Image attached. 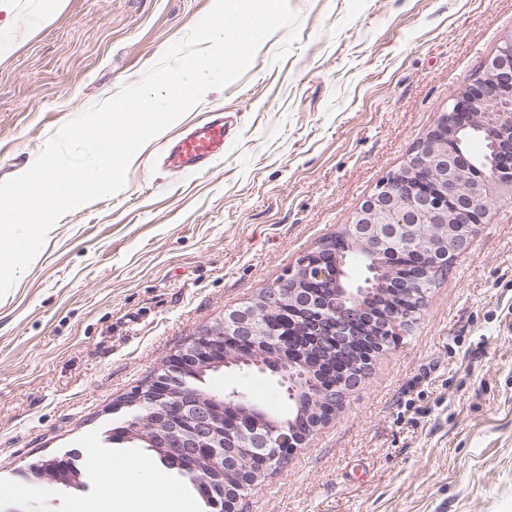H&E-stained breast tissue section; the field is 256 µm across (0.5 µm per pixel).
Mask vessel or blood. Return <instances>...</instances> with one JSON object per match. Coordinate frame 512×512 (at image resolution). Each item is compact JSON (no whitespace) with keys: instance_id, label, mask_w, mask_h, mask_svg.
I'll return each mask as SVG.
<instances>
[{"instance_id":"obj_1","label":"vessel or blood","mask_w":512,"mask_h":512,"mask_svg":"<svg viewBox=\"0 0 512 512\" xmlns=\"http://www.w3.org/2000/svg\"><path fill=\"white\" fill-rule=\"evenodd\" d=\"M224 157V125L218 120L196 123L174 138L166 154L168 166L187 174L213 169Z\"/></svg>"}]
</instances>
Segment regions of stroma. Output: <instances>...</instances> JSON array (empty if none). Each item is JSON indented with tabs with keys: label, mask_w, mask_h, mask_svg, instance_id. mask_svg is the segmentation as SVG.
Masks as SVG:
<instances>
[{
	"label": "stroma",
	"mask_w": 512,
	"mask_h": 512,
	"mask_svg": "<svg viewBox=\"0 0 512 512\" xmlns=\"http://www.w3.org/2000/svg\"><path fill=\"white\" fill-rule=\"evenodd\" d=\"M296 29L267 37L132 158L124 187L61 215L0 296V505L32 508L30 464L78 453L101 472L146 449L108 443L118 405L225 312L256 299L348 224L440 113L512 36V0H290ZM214 0H0V183L31 168L68 121L138 83ZM293 46H286L287 37ZM223 117L224 158L193 177L167 143ZM288 414L275 381L211 373ZM161 512H203L153 463ZM133 479L121 512H138ZM243 512H512V202L493 206L331 421L244 497Z\"/></svg>",
	"instance_id": "obj_1"
}]
</instances>
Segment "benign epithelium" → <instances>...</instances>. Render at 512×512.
<instances>
[{
  "label": "benign epithelium",
  "mask_w": 512,
  "mask_h": 512,
  "mask_svg": "<svg viewBox=\"0 0 512 512\" xmlns=\"http://www.w3.org/2000/svg\"><path fill=\"white\" fill-rule=\"evenodd\" d=\"M484 115V132L491 163H478L461 147L459 135ZM496 202L512 201V39L502 42L485 61L475 83L463 88L448 110L409 154L406 163L379 185L377 191L356 209L344 237L367 245L372 259L388 258L399 249L415 248L421 224H445L448 238L434 240L430 255L437 267L448 264V255H460L476 228L488 221L491 208L475 200L476 193ZM341 253L329 242L308 253L300 262V276L310 290L281 287L262 293L260 301L233 308L224 319L206 327L191 342L170 355L145 391L124 401L128 414L122 441L140 440L161 451L163 459L184 463L202 455L218 469L235 467L240 455L263 457L270 447L271 432L283 430L277 445L288 450L302 445L314 428L336 416L359 378L347 386L317 387L310 396L315 412L326 409L310 424L279 426L275 419L231 391L217 397L196 390L205 371L230 363L254 364L276 378L279 386L295 396L298 380L306 377L305 363L296 369L288 359L292 330L283 331L261 320L258 307L276 309L289 302L308 309L316 332L318 349L328 351L359 324L369 320V310L341 288ZM152 418L158 427L152 434L142 423Z\"/></svg>",
  "instance_id": "7a95c632"
}]
</instances>
